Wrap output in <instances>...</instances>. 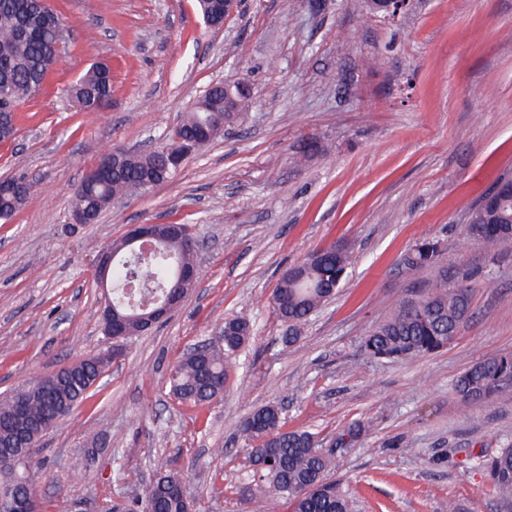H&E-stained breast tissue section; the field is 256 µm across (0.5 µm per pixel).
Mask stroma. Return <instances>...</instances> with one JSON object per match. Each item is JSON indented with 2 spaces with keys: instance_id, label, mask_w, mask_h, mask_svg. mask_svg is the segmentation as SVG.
I'll use <instances>...</instances> for the list:
<instances>
[{
  "instance_id": "obj_1",
  "label": "stroma",
  "mask_w": 512,
  "mask_h": 512,
  "mask_svg": "<svg viewBox=\"0 0 512 512\" xmlns=\"http://www.w3.org/2000/svg\"><path fill=\"white\" fill-rule=\"evenodd\" d=\"M49 3L63 20L58 62L21 105L15 141L0 144V177L34 182L0 223V394L110 346L93 260L129 225H190L198 281L42 438L29 475L43 512L136 498L162 466L189 481L197 512H254L239 429L269 403L329 449L353 512H512L483 468L512 443V394L471 404L454 390L473 363L512 354V246L465 234L474 205L512 178V0H411L393 18L366 0H241L220 28L195 0ZM100 61L112 104L80 111L70 87ZM225 80L251 91L240 122L168 182L71 225L74 188L103 149L160 142ZM423 236L440 241L442 268L404 269ZM335 243L352 249L348 274L285 343L272 293L286 268ZM442 269L473 285L448 346L366 355L369 327ZM240 313L252 337L223 396L176 400L172 366ZM354 423L358 440L334 446Z\"/></svg>"
}]
</instances>
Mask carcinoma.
Returning a JSON list of instances; mask_svg holds the SVG:
<instances>
[{
	"label": "carcinoma",
	"mask_w": 512,
	"mask_h": 512,
	"mask_svg": "<svg viewBox=\"0 0 512 512\" xmlns=\"http://www.w3.org/2000/svg\"><path fill=\"white\" fill-rule=\"evenodd\" d=\"M62 27L60 17L46 0H0V142L15 139L18 108L44 86L57 61ZM71 95L84 112H100L112 98V74L103 62L92 64L71 88ZM250 94H234V111H224V89L210 86L184 113L173 135L142 151H117L118 171L108 180L80 182L75 188L74 207L99 217L111 203L125 195L148 191L168 181L176 170L167 164L172 151L200 150L218 137L208 134L216 120L229 125L250 108ZM33 181L13 177L0 183V220H10L33 193ZM157 240L149 259L142 261L133 252L127 236L106 246L112 253L108 283L111 288L110 315L124 322L126 337L147 330L141 311L145 295L126 293L134 277L144 278L150 298H165L173 291L178 271L196 265L195 250L170 232L168 225L156 228ZM466 236L474 243L512 244V180L501 179L473 207ZM437 241L419 239L405 254L407 269L436 265L441 251ZM314 262L304 259L294 266V274L282 275L272 295V308L287 325L284 340L293 343L300 327L340 287L350 264L348 249L329 246L312 253ZM472 286L466 281L448 285L434 280L425 293L403 300L384 321L370 327L361 347L373 358L403 360L436 351L448 344L459 324L470 314ZM250 319L233 315L220 329L221 347L197 353L192 347L170 370V392L181 402L210 403L222 396L232 359L249 341ZM107 363L93 356L71 363L21 387L23 407L16 392L0 398V445H10L17 435H26L32 444L58 424L84 399L103 375ZM454 389L465 401L481 404L512 391V355L483 358L455 380ZM240 433L253 479L265 483L286 500L290 512H351V503L328 478L331 459L320 448L317 436L307 430L288 431L279 406L267 404L253 409ZM501 497L512 502V444L484 463ZM28 459L17 468L19 478L0 482V504L8 503L18 512L17 502L28 492ZM152 512H190L194 507L188 481L183 475L159 471L146 488L141 504Z\"/></svg>",
	"instance_id": "obj_1"
}]
</instances>
